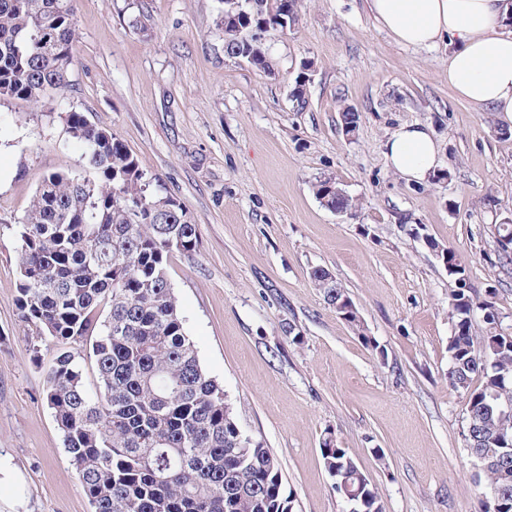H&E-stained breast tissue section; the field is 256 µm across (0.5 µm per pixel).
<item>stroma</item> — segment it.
Returning a JSON list of instances; mask_svg holds the SVG:
<instances>
[{
    "instance_id": "stroma-1",
    "label": "stroma",
    "mask_w": 512,
    "mask_h": 512,
    "mask_svg": "<svg viewBox=\"0 0 512 512\" xmlns=\"http://www.w3.org/2000/svg\"><path fill=\"white\" fill-rule=\"evenodd\" d=\"M146 29L133 27L138 11ZM71 85L47 106L0 101V512H93L45 399L56 350H29L15 233L43 178L91 177L64 115L81 113L137 158L148 193L179 202L199 246L167 272L184 328L245 436L279 458L296 512H348L322 457L346 448L386 512H481L448 386V301L438 248L493 301L512 334V125L448 85V50L405 47L367 0H303L265 41L263 73L224 54L218 0H77ZM310 65L306 103L291 91ZM358 114L345 132L344 107ZM429 125L440 166L407 181L383 155L404 124ZM351 214L314 194L322 179ZM329 271L362 330L316 288Z\"/></svg>"
}]
</instances>
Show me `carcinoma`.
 I'll return each mask as SVG.
<instances>
[{"instance_id": "obj_1", "label": "carcinoma", "mask_w": 512, "mask_h": 512, "mask_svg": "<svg viewBox=\"0 0 512 512\" xmlns=\"http://www.w3.org/2000/svg\"><path fill=\"white\" fill-rule=\"evenodd\" d=\"M226 56L236 46V11L220 0ZM76 0H0V99L49 104L70 85ZM253 23L299 16V0H254ZM247 62L266 72L261 45ZM66 124L97 178L51 173L35 191L20 242L19 304L40 339L59 347L45 399L61 431L69 465L94 512H295L282 491L278 457L238 432L223 387L202 367L185 332L167 275L173 251L199 246L185 209L146 193L138 160L109 130L70 112ZM315 195L327 209L352 208L330 180ZM470 288L451 295L448 385L462 395L469 452L489 466L475 484L503 488L483 512H512V340L498 314ZM485 311L483 350L472 317ZM98 391L85 386L79 349L87 338ZM480 386L471 387L476 374ZM323 456L349 512H385L379 489L347 451Z\"/></svg>"}]
</instances>
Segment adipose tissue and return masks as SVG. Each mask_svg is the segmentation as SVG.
Listing matches in <instances>:
<instances>
[{
	"mask_svg": "<svg viewBox=\"0 0 512 512\" xmlns=\"http://www.w3.org/2000/svg\"><path fill=\"white\" fill-rule=\"evenodd\" d=\"M379 26L400 44H449L448 84L471 105L512 122V0H369ZM439 146L428 126L405 125L384 144L389 166L423 182L436 173Z\"/></svg>",
	"mask_w": 512,
	"mask_h": 512,
	"instance_id": "obj_1",
	"label": "adipose tissue"
}]
</instances>
